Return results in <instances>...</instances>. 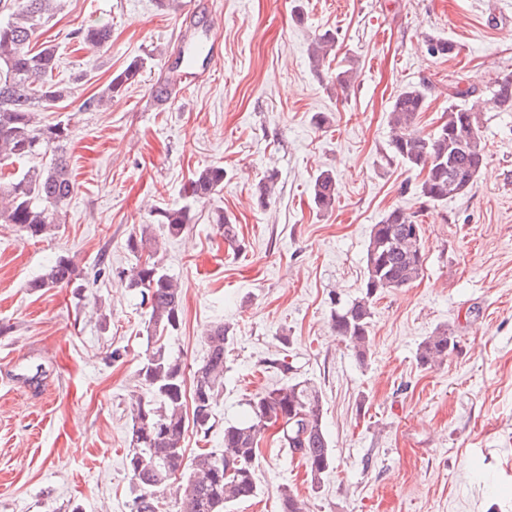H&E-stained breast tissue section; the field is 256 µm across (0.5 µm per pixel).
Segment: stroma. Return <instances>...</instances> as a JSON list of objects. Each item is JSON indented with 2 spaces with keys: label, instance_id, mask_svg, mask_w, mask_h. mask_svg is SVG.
<instances>
[{
  "label": "stroma",
  "instance_id": "stroma-1",
  "mask_svg": "<svg viewBox=\"0 0 512 512\" xmlns=\"http://www.w3.org/2000/svg\"><path fill=\"white\" fill-rule=\"evenodd\" d=\"M95 24L110 27L107 45L73 38ZM327 30L336 48L317 72L308 48ZM208 33L222 44L209 80L157 106V81ZM431 36L457 54L429 57ZM35 41L55 45V80L72 91L39 118L70 123L76 190L53 235L0 226V512H131L125 457L147 309L119 273L136 263L133 229L174 205L191 220L156 255L181 291L182 322L164 343L192 368L211 326L231 332L215 425L205 438L187 429L183 447L221 451L225 426L263 389L307 379L322 393L334 464L320 486L268 431L257 493L233 512H278L285 488L305 512H512V112L488 103L492 81L512 74V0H62ZM138 57L137 82L83 110ZM339 67L353 71L348 87L331 78ZM418 85L424 134L451 104L471 105L456 89L486 102V163L440 204L419 197V176L390 148L391 103ZM211 165L223 188L188 199L192 174ZM324 169L339 184L328 212L311 200ZM396 207L422 226L424 273L375 301L361 360L333 332L329 296L361 294L370 230ZM61 257L75 286L31 289ZM440 328L456 349L421 365L420 343Z\"/></svg>",
  "mask_w": 512,
  "mask_h": 512
}]
</instances>
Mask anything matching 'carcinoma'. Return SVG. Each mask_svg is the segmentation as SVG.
I'll return each mask as SVG.
<instances>
[{
    "label": "carcinoma",
    "instance_id": "obj_1",
    "mask_svg": "<svg viewBox=\"0 0 512 512\" xmlns=\"http://www.w3.org/2000/svg\"><path fill=\"white\" fill-rule=\"evenodd\" d=\"M61 9V0H16L15 10L0 22V163L9 164L43 155L48 161L40 168L28 169L0 183V224H7L28 239H41L59 228V215L75 191L65 147L70 141L69 124L62 121L40 123L35 113L54 107L69 97L70 91L53 79L57 69L56 47L47 42L34 49L36 33ZM106 25L81 27L77 38L103 46L110 38ZM336 47V36L328 31L319 35L309 48L315 72ZM427 54L446 57L456 45L441 37L427 39ZM147 62L131 61L112 78L98 97L83 102L93 110L112 101V93L140 76ZM426 89L410 86L393 99L390 109L391 152L410 170L422 175L418 185L421 197L443 203L466 192L486 161V144L480 131L476 106L448 107L446 120L433 132L416 131L423 110ZM490 102L502 111L512 110V75L495 80ZM224 184V167L207 166L196 171L188 194L204 199ZM339 194L331 170L319 172L311 186L315 208H333ZM190 222L185 206L160 211L157 225L142 224L130 233L127 250L137 257L128 274L129 288L147 306L146 326L152 352L138 371L147 397L138 398L132 414L131 440L127 468L137 491L132 512H159L158 494L177 478L182 479L179 512H230L233 505L255 495L253 477L260 435L267 430L272 414L295 417L279 432L283 447L305 463L312 485L333 466V454L324 420L321 393L307 380L267 388L248 403L246 420L224 427V449L200 452L185 460L181 440L186 430L187 412L203 436L215 424V408L224 388V352L229 330L222 323L209 333L204 360L191 371L173 357L161 339L177 330L182 322L181 296L173 279L155 260L158 234L177 237ZM406 224L417 226L409 238L402 233ZM422 225L402 208L390 210L372 226L365 256V292L350 301L330 298V322L356 356L363 360L371 350V305L382 292L404 288L423 273ZM76 280L70 260L60 257L43 274L29 283L34 290L67 287ZM456 347L448 329H439L418 348L421 364L432 366ZM279 512H304L302 503L288 489L279 497Z\"/></svg>",
    "mask_w": 512,
    "mask_h": 512
}]
</instances>
